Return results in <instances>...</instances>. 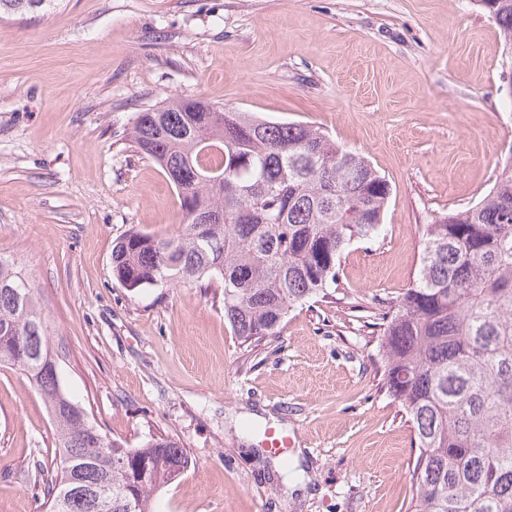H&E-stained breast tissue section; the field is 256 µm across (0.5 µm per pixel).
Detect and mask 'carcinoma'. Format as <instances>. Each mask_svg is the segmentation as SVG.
Wrapping results in <instances>:
<instances>
[{
  "instance_id": "cac0c4a2",
  "label": "carcinoma",
  "mask_w": 512,
  "mask_h": 512,
  "mask_svg": "<svg viewBox=\"0 0 512 512\" xmlns=\"http://www.w3.org/2000/svg\"><path fill=\"white\" fill-rule=\"evenodd\" d=\"M54 0H0V14ZM512 51V0H474ZM129 138L181 200L169 238L130 231L112 248V277L135 292L173 281L224 288V318L248 346L276 335L288 312L333 298L343 250L377 239L391 189L363 156L307 125L262 120L200 99L174 97L136 113ZM417 274L396 311L379 312L382 389L413 424L409 512H512V151L474 206L421 227ZM12 340H25L20 353ZM46 319L15 259L0 253V365L35 384L57 436L53 468L35 467L48 512H154L152 495L186 471L178 442L159 438L130 452L154 460L108 474L91 466L117 444L84 435L62 409L59 379L41 368ZM108 491L89 501L69 475ZM134 507L126 510L119 498Z\"/></svg>"
}]
</instances>
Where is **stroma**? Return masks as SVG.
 I'll use <instances>...</instances> for the list:
<instances>
[{
	"label": "stroma",
	"instance_id": "obj_1",
	"mask_svg": "<svg viewBox=\"0 0 512 512\" xmlns=\"http://www.w3.org/2000/svg\"><path fill=\"white\" fill-rule=\"evenodd\" d=\"M504 62L473 0H55L0 19V252L34 285L90 423L126 448L186 449L158 512H406L414 430L380 390L368 322L413 281L421 225L477 203L512 152ZM168 97L318 128L387 180L384 234L342 253L339 302L308 300L253 348L212 289L113 279L130 230L178 229L175 187L126 139ZM268 429L301 449L303 493ZM55 451L34 384L0 366V512H45L29 471Z\"/></svg>",
	"mask_w": 512,
	"mask_h": 512
}]
</instances>
